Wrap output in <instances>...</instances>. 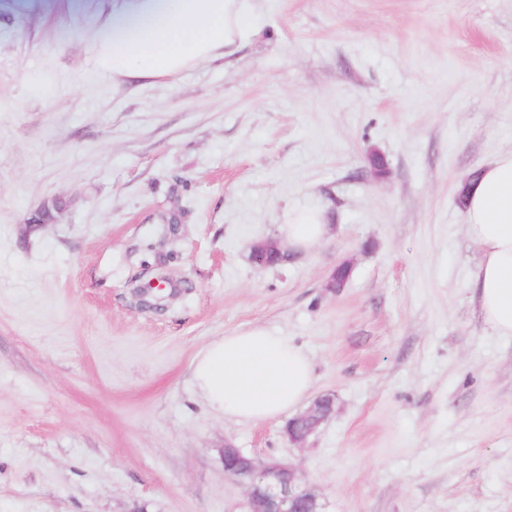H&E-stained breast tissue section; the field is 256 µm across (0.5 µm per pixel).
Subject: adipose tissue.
Wrapping results in <instances>:
<instances>
[{
	"mask_svg": "<svg viewBox=\"0 0 512 512\" xmlns=\"http://www.w3.org/2000/svg\"><path fill=\"white\" fill-rule=\"evenodd\" d=\"M252 23L246 0H112L90 49L113 80H153L231 54ZM462 194L467 234L482 252L474 282L481 314L498 335L512 336V150L496 155ZM328 231L324 211H303L283 225L281 239L307 251ZM192 376L215 413L251 422L302 404L314 379L301 346L260 328L214 340Z\"/></svg>",
	"mask_w": 512,
	"mask_h": 512,
	"instance_id": "ef3b65f1",
	"label": "adipose tissue"
}]
</instances>
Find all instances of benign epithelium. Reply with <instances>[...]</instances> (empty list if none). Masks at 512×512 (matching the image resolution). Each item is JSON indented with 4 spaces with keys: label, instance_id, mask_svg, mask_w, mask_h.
Instances as JSON below:
<instances>
[{
    "label": "benign epithelium",
    "instance_id": "obj_1",
    "mask_svg": "<svg viewBox=\"0 0 512 512\" xmlns=\"http://www.w3.org/2000/svg\"><path fill=\"white\" fill-rule=\"evenodd\" d=\"M327 405L333 406V398L321 395L292 418L290 441L303 446L328 419ZM223 459L225 478L246 490L245 512H324L321 497L294 465L275 459L260 461L229 445L224 446Z\"/></svg>",
    "mask_w": 512,
    "mask_h": 512
}]
</instances>
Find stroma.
I'll return each mask as SVG.
<instances>
[{"label":"stroma","instance_id":"35a3bbf8","mask_svg":"<svg viewBox=\"0 0 512 512\" xmlns=\"http://www.w3.org/2000/svg\"><path fill=\"white\" fill-rule=\"evenodd\" d=\"M255 8L232 57L118 83L88 48L111 0H0V512H243L227 445L325 512H512V337L479 316L459 192L512 150V0ZM313 208L317 247L253 263ZM159 271L180 294L141 308ZM253 327L334 398L304 447L193 386Z\"/></svg>","mask_w":512,"mask_h":512}]
</instances>
